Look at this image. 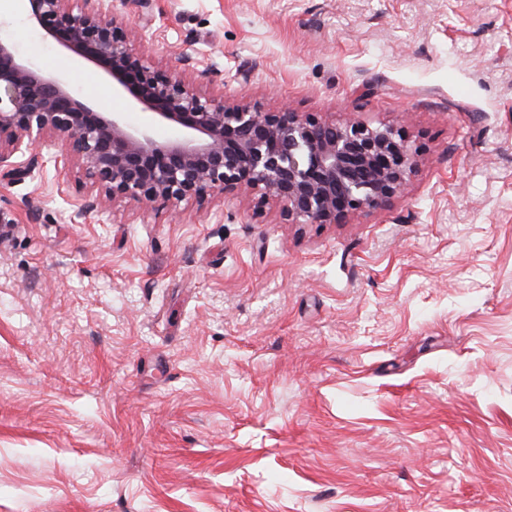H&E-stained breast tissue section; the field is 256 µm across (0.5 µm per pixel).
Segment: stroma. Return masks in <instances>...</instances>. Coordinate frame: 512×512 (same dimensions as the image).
Instances as JSON below:
<instances>
[{"mask_svg": "<svg viewBox=\"0 0 512 512\" xmlns=\"http://www.w3.org/2000/svg\"><path fill=\"white\" fill-rule=\"evenodd\" d=\"M227 101L404 126L346 224L0 173V512H512V0H112ZM0 35L84 99L17 0Z\"/></svg>", "mask_w": 512, "mask_h": 512, "instance_id": "1", "label": "stroma"}]
</instances>
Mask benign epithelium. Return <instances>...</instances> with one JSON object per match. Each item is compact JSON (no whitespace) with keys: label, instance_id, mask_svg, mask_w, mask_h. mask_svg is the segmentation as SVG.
<instances>
[{"label":"benign epithelium","instance_id":"7a95c632","mask_svg":"<svg viewBox=\"0 0 512 512\" xmlns=\"http://www.w3.org/2000/svg\"><path fill=\"white\" fill-rule=\"evenodd\" d=\"M26 19L65 55L94 64L132 103L181 135L160 140L101 112L62 78L41 72L0 36V168L23 179L54 164L89 184L80 219L105 201L193 202L251 194L283 203L290 224H345L403 192L422 150L393 125L234 103L203 92L191 77L155 68L112 0H23Z\"/></svg>","mask_w":512,"mask_h":512}]
</instances>
